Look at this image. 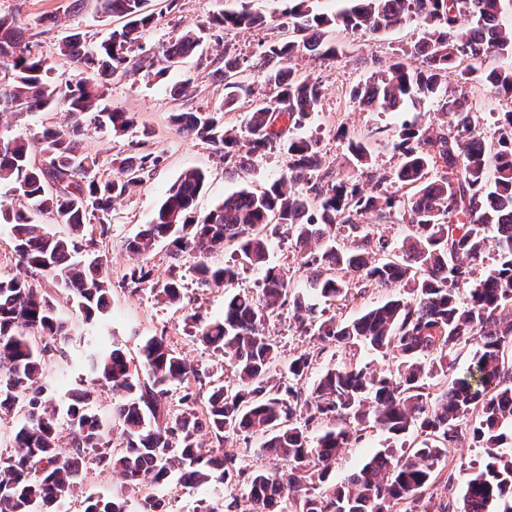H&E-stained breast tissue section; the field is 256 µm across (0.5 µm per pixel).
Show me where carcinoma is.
Returning a JSON list of instances; mask_svg holds the SVG:
<instances>
[{
	"mask_svg": "<svg viewBox=\"0 0 512 512\" xmlns=\"http://www.w3.org/2000/svg\"><path fill=\"white\" fill-rule=\"evenodd\" d=\"M106 14L124 23L96 44L70 34L60 52L78 73L52 77L49 59L32 53L21 27L0 16V112H48L63 101L77 124L42 132V163L28 143L0 136V184L11 201H0V225L7 226L18 259L49 275L71 295L81 316L94 320L109 306L111 289L104 261L77 240L95 220L100 233L111 222L112 203L131 190L149 156H127L118 172L104 179L94 158L81 154L79 121L118 135L136 124L134 115L103 104L100 86L127 71L129 54L140 47V32L154 21L146 0H97ZM310 0H289L296 37L276 42L264 55L275 94L253 104L242 133L209 112H178L177 129L188 139L221 146L224 157L241 166L277 149L288 155V176L262 190L243 187L201 218L193 205L207 176L193 170L177 180L158 205L152 222L128 242L130 279L149 282L140 258L155 243L168 242L174 259L194 255L204 282L232 288L241 271H263L262 288L240 289L224 299V317L194 321L196 337L220 353L233 382L203 391L199 374L166 342L164 335L143 339L139 363L120 347L101 345L85 357L79 387L63 388L51 376L64 363L67 321L51 297L32 284L0 278V413L17 416L12 453L0 454V512H69L72 493L96 462L134 489L164 486L179 469L184 487L244 483L242 496L219 503L204 500L200 512H431L426 490L442 472L447 448L469 435L485 449L481 463L464 479L462 507L447 502L438 512H512V110L502 113L487 133L474 120L465 94H447L448 79L463 86L493 55L508 63L485 70L481 80L512 98V23L503 20L512 0H346L328 17L310 10ZM417 20L422 39L402 50L386 70L375 74L353 97L368 109L400 111L422 98L443 102L455 123L434 127L416 118L402 125L394 151L398 162L379 176L366 194L352 180H331L317 142L294 136L319 110L321 85L300 79L292 67L305 50L319 59L336 57L322 34L337 28L377 34ZM266 18L240 0L219 14L220 29L258 28ZM201 36L187 32L168 43L162 58L137 60L138 68L162 63L155 75L192 55ZM239 59L224 56V107L230 112L250 87L234 80ZM350 161L369 167L371 150L349 140ZM403 190L387 192L386 182ZM309 184L304 194L295 188ZM401 210L409 225L399 251L374 227ZM47 214L68 233L33 223ZM284 229L294 238L308 272V294L291 293L290 278L268 264L269 236ZM493 246L495 263L479 271ZM230 246L233 262L211 267L205 258ZM373 288L400 284L407 291L390 296L359 316L338 321L314 315L309 295L335 302L346 297L352 279ZM169 303L181 301L172 277L155 289ZM292 307L302 333L351 351L366 347L388 352L396 369L375 372L349 359L312 375L317 359L303 352L284 363L266 325L284 306ZM475 347L467 370L431 395L435 380L452 366L453 354ZM105 384L118 395L112 428L90 407L83 385ZM202 403L175 412L168 403ZM65 402L69 449L59 448L57 407ZM323 425L316 439L309 431ZM377 427L400 442L371 456L337 483L328 482L343 450ZM119 431L123 446L109 447ZM217 447L199 441L202 431ZM256 435L258 452L274 466L248 470L223 444L230 436ZM83 512H127L124 493L88 497Z\"/></svg>",
	"mask_w": 512,
	"mask_h": 512,
	"instance_id": "1",
	"label": "carcinoma"
}]
</instances>
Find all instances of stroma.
<instances>
[{"label":"stroma","mask_w":512,"mask_h":512,"mask_svg":"<svg viewBox=\"0 0 512 512\" xmlns=\"http://www.w3.org/2000/svg\"><path fill=\"white\" fill-rule=\"evenodd\" d=\"M230 0H177L167 8L165 0H149L150 9L157 14L155 22L145 28L140 44L143 53L160 54L169 41L184 31L207 32L213 15L224 10ZM287 0H252L253 9L264 13L267 26L251 30L224 32L222 40H205L199 52L180 66L157 77L146 71L113 77L107 84L104 101L111 108L133 113L136 125L126 135L118 137L108 130L84 124L81 148L85 155L95 158L103 177L116 172V159L128 155L157 156L149 165L140 185L118 198L112 211L107 233L96 236V251L103 256L106 278L112 290L108 317L98 323H86L73 304L50 277L33 274L18 263L6 227H0V277H16L32 282L52 296L67 319L71 339L67 345L74 362L68 373L77 378L86 348L106 342L122 347L129 357H137L144 337L164 334L173 349L180 352L200 376L212 383H227L230 372L224 368L219 353L195 340L191 315L211 320L224 314L225 289L208 288L201 284L195 271L197 258L187 255L172 263L166 243H158L148 253L143 264L150 270L152 284L163 283L170 277L181 279L183 302L171 305L159 300L150 287L132 283L131 262L126 244L153 213L166 191L185 172L200 169L208 179L195 201L196 215L202 216L221 203L225 196L242 185L260 188L283 177L288 168L286 153L275 152L253 161L248 171H240L233 161L224 157L212 143L183 138L171 122L175 112L206 111L222 114L225 124L241 126L250 109L248 99H241L235 111L224 109V83L215 74L225 55L237 56L243 63V77L253 89V96H272L274 87L265 79L263 57L271 42L287 38L289 26L284 25L281 13ZM0 15L13 17L29 34L33 52L49 58L56 77L73 73L75 63L59 52V45L69 34L82 32L88 41L96 43L109 36L119 21L97 12L93 0L73 5L72 0H0ZM56 24H49V16ZM423 35L419 24L410 22L400 28L373 36L347 34L336 40V58L321 60L308 52H299L294 68L300 75L317 79L322 85V101L318 112L299 131L300 136L317 141L331 164L334 178L358 180L363 189H371L372 174L389 172L397 159L393 151L394 136L404 121L421 115L425 122L442 125L447 117L442 104L426 100L405 112L366 110L354 98L356 88L365 84L372 73L384 70L400 48L418 41ZM467 94L480 125L492 129L500 114L512 109V99L488 92L477 80L470 81ZM73 122L64 106L49 112L0 113V133L27 140L33 159H42L41 135L45 127L64 128ZM363 134L371 146L372 171L361 173L353 169L348 157L346 134ZM267 333L278 342L282 359L301 352L317 353L318 366L343 361L344 349L336 345H321L314 337L298 335L292 312L282 308L278 317L268 325ZM386 434L377 428L364 431L337 461L333 480H341L376 451L387 446Z\"/></svg>","instance_id":"35a3bbf8"}]
</instances>
